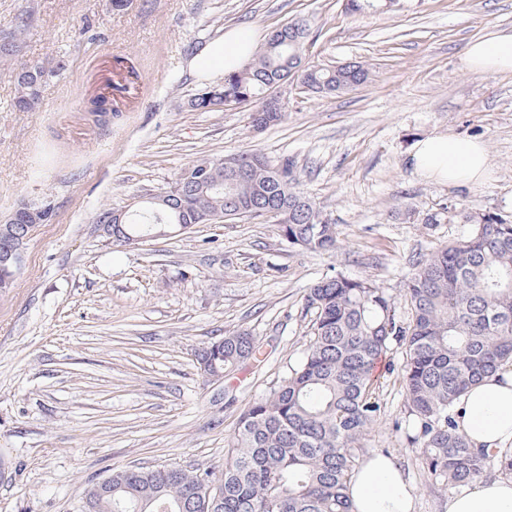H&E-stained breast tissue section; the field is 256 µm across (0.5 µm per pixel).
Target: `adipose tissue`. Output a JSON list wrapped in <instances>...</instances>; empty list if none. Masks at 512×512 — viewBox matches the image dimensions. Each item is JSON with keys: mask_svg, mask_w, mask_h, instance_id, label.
Listing matches in <instances>:
<instances>
[{"mask_svg": "<svg viewBox=\"0 0 512 512\" xmlns=\"http://www.w3.org/2000/svg\"><path fill=\"white\" fill-rule=\"evenodd\" d=\"M259 35L237 26L209 46L198 69L232 74L252 58ZM464 61L476 73L512 72V32H494L468 43ZM410 158L415 169L439 183L466 188L487 180L491 165L484 143L437 133L420 138ZM454 421L472 447L512 446V367L501 366L469 388L455 409ZM352 512H414V497L395 457L375 454L360 460L348 491ZM446 512H512V476L466 484L449 497Z\"/></svg>", "mask_w": 512, "mask_h": 512, "instance_id": "ef3b65f1", "label": "adipose tissue"}]
</instances>
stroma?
<instances>
[{
    "label": "stroma",
    "mask_w": 512,
    "mask_h": 512,
    "mask_svg": "<svg viewBox=\"0 0 512 512\" xmlns=\"http://www.w3.org/2000/svg\"><path fill=\"white\" fill-rule=\"evenodd\" d=\"M31 16L23 50L0 65V217L52 198L13 288L0 293V512H81L86 489L126 467L221 472L243 409L266 396L312 339L304 295L336 274L371 279L407 316L417 264L466 235L470 212L512 216V73L476 75L473 38L512 31V0H398L352 16L344 0H0V30ZM308 20V62L365 64L367 83L333 96L292 83L283 121L256 133L250 108L192 110L224 82L195 59L240 24L268 37ZM61 57L37 112L12 108L14 70ZM122 86L119 115L97 124L88 102ZM449 132L484 142L490 177L458 189L419 176L409 151ZM240 151L294 161L300 188L336 226L335 250L292 245L276 224L239 219L116 246L102 210L165 191L202 155ZM246 331L260 361L215 379L199 348ZM403 350L376 368L381 413L364 445L391 453L415 512H445L408 445Z\"/></svg>",
    "instance_id": "1"
}]
</instances>
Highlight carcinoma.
I'll list each match as a JSON object with an SVG mask.
<instances>
[{
  "label": "carcinoma",
  "mask_w": 512,
  "mask_h": 512,
  "mask_svg": "<svg viewBox=\"0 0 512 512\" xmlns=\"http://www.w3.org/2000/svg\"><path fill=\"white\" fill-rule=\"evenodd\" d=\"M384 0H346L353 15L382 11ZM296 43L268 37L252 62L224 77L215 96L255 105L264 114L262 128L279 123L285 105L264 109L269 85L288 79V60L303 56L309 26ZM26 25L0 32V63L23 49ZM63 61L39 63L37 80L15 72L13 106L37 112L45 78ZM311 93L331 96L367 82L359 63L333 68L310 65L299 75ZM90 112L105 124L112 119L107 98L92 102ZM182 194L161 202L148 199L121 214L117 245L153 231L158 224H190L224 213L231 195L250 218L273 209L293 211L292 223L277 225L289 243L311 252L336 248V225L298 187L292 160L272 165L262 155L242 151L201 156L185 167L174 185ZM456 242L420 261L408 281L406 320H400L386 289L370 280L343 274L316 282L305 296L314 310L313 340L303 358L270 393L250 403L239 417L219 479L208 470L165 466L135 467L112 473V510L96 512H352L348 484L360 459L372 449L364 435L381 406L374 395L375 368L396 343L404 348L402 384L407 414L413 421L411 447L420 454L441 493L491 473L512 474V448H474L453 415L467 389L512 361V220L483 215ZM262 352L248 332H231L198 350L205 362L231 373Z\"/></svg>",
  "instance_id": "carcinoma-1"
}]
</instances>
